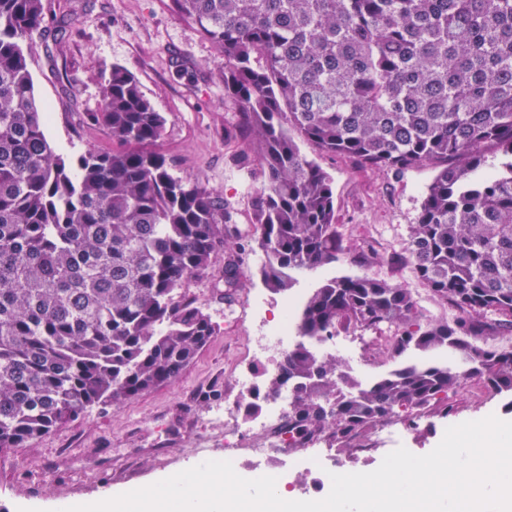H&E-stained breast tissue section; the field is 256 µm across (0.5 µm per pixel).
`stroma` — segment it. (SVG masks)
<instances>
[{
  "instance_id": "obj_1",
  "label": "stroma",
  "mask_w": 512,
  "mask_h": 512,
  "mask_svg": "<svg viewBox=\"0 0 512 512\" xmlns=\"http://www.w3.org/2000/svg\"><path fill=\"white\" fill-rule=\"evenodd\" d=\"M44 4L47 31L30 42L31 71L36 97L48 111L46 135L55 152L74 159L90 149L111 148V139L87 124L85 115L97 111L105 77L113 66H121L166 118L158 148L172 160L174 173L200 179L231 203L238 223H250L246 187L259 182L261 174L238 171L237 146L224 137L235 111L224 101V58L215 47L171 9L169 0ZM61 26L67 29L62 48L48 51L49 32ZM299 147L333 181L342 234L336 263L296 273L292 288L275 293L258 273L262 253L252 252L242 266V286L227 304L218 288L224 262L216 260L208 276L189 287L205 304L217 331L180 379L132 399L94 406L25 447L0 451V512H54L56 504L145 487L212 458L234 459L244 477H276L298 498L328 495L330 482L306 464L301 450L269 463L224 445V403L238 397V376L251 373L262 385L275 371L256 360L254 336L283 316L298 325L302 305L314 288L341 276L368 274L404 286L434 322L454 320L458 311L430 295L404 259L435 169L414 167L394 174L361 168L348 157L318 152L304 141ZM367 246L377 254L370 264L361 258ZM305 344L320 356H335L364 382L424 357L416 350L395 359L375 353L371 334L353 328L338 330L336 345L310 338ZM456 401L458 412L451 421L426 417L415 431L397 421L386 423L369 448L349 453L350 463L371 472L398 447L416 455L431 452L450 423L490 415L512 421V404L487 398L474 383H466Z\"/></svg>"
}]
</instances>
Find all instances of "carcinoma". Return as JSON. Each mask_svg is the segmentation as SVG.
<instances>
[{"label": "carcinoma", "instance_id": "1", "mask_svg": "<svg viewBox=\"0 0 512 512\" xmlns=\"http://www.w3.org/2000/svg\"><path fill=\"white\" fill-rule=\"evenodd\" d=\"M224 56L237 165L262 174L252 223L156 149L166 120L114 66L86 113L119 147L69 161L51 147L27 43L43 0H0V449L22 448L91 407L176 382L215 334L187 288L229 241L249 240L270 290L336 261L332 180L297 140L366 169L437 174L405 249L416 277L459 311L424 318L409 289L370 275L314 289L301 335L340 325L395 330L389 353L446 349L369 384L305 344L267 382L291 392L301 445L368 447L382 424L415 429L457 413L467 381L512 396V351L484 345L512 327V0H170ZM500 156L484 171L488 154ZM243 259L224 261L229 303Z\"/></svg>", "mask_w": 512, "mask_h": 512}]
</instances>
